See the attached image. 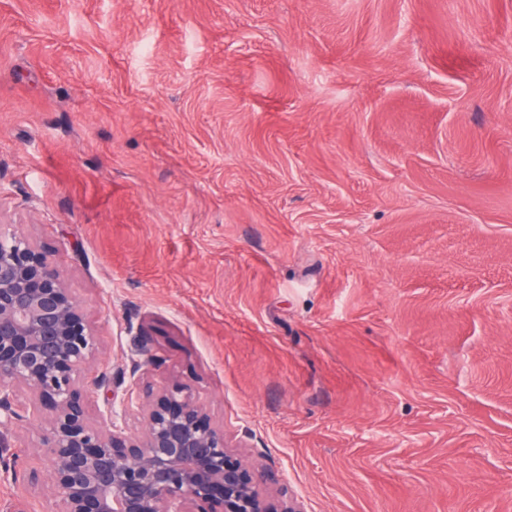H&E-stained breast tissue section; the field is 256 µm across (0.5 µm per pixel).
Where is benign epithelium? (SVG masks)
<instances>
[{"label":"benign epithelium","mask_w":512,"mask_h":512,"mask_svg":"<svg viewBox=\"0 0 512 512\" xmlns=\"http://www.w3.org/2000/svg\"><path fill=\"white\" fill-rule=\"evenodd\" d=\"M96 340L51 255L24 236L0 232V428L31 413L40 447L51 461L56 512H304L283 493L271 500L234 457L224 430L181 384L147 386L144 430L132 436L106 396L108 427L86 417L89 389L113 385L96 377L81 384ZM33 394L32 408L17 391Z\"/></svg>","instance_id":"obj_1"}]
</instances>
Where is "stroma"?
Returning a JSON list of instances; mask_svg holds the SVG:
<instances>
[{
    "label": "stroma",
    "mask_w": 512,
    "mask_h": 512,
    "mask_svg": "<svg viewBox=\"0 0 512 512\" xmlns=\"http://www.w3.org/2000/svg\"><path fill=\"white\" fill-rule=\"evenodd\" d=\"M0 230L305 512H512V0H0Z\"/></svg>",
    "instance_id": "obj_1"
}]
</instances>
